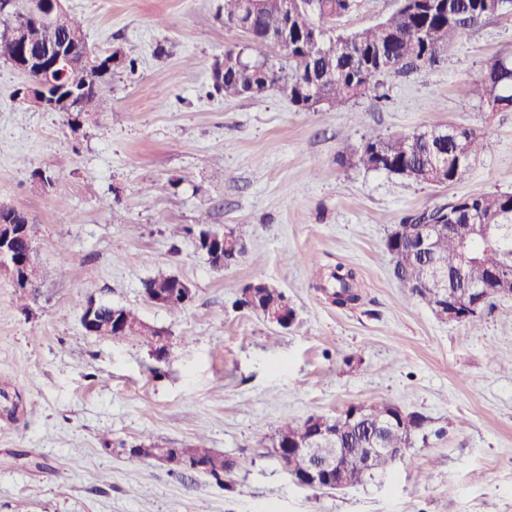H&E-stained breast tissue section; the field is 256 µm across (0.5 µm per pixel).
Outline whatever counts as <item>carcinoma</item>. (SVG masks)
<instances>
[{"mask_svg":"<svg viewBox=\"0 0 512 512\" xmlns=\"http://www.w3.org/2000/svg\"><path fill=\"white\" fill-rule=\"evenodd\" d=\"M245 0H224V25L233 27L244 12ZM354 0H267L268 10L256 20L254 35L262 42L256 45L265 66L264 72L277 82L288 85L291 102L301 97L304 84H312L319 90L336 98L342 105L377 92L378 77L391 73L418 71L432 67L442 60L450 45L466 31L463 20L469 13H478L490 18L501 13L512 4V0H450V10H438L433 0H402L400 7L384 21L351 35L325 34L321 42L310 48L289 49L284 45L265 38L267 29L286 13L293 19L298 31H309L329 22H334L350 12ZM21 31L20 39L32 44L41 43L46 32L34 24L24 25L12 15H0V60L8 61L14 54L17 40L10 33ZM391 44L394 55L383 63L368 62L367 51L380 44ZM505 63L492 64L490 71L482 78L463 88L467 95L479 97L490 105L504 99L512 100V54L503 56ZM254 65L246 62L236 75L215 83V92L226 97H247L248 89L256 74ZM107 108L103 93L90 88L81 101L80 110L99 112ZM446 126H432L415 130L410 134L388 135L374 132L364 139L359 147L358 162L370 170H384L398 175L406 173L408 178L418 182H433L446 185L462 176L456 145L449 140L427 139L438 135ZM472 207L488 222L496 224L512 214V194L479 193L472 200ZM467 213H461L451 231L436 236L433 256L438 265L445 269H465L472 260L479 258L489 267L501 264V256L494 250L484 251L476 256L464 252L459 241L469 234ZM306 264L313 276L319 278L317 287L329 293L332 303L338 307H351L361 300L359 284L353 269L339 264L328 273H321L318 263L309 258ZM426 267L416 260L393 262V276L404 282H415L423 278ZM131 336H144L155 345L158 354L167 353V339L153 326L143 321L134 311L125 309ZM390 408L386 403L370 406L368 417L346 423L336 429L332 447L342 449L341 466L352 475L371 468L368 478L382 475L392 465L385 454H376L371 464H366L368 448H411V435L388 426L386 415ZM307 438L302 423L284 421L272 444H296ZM157 453L178 452L185 459L203 465L200 472L217 483L224 482L233 464L208 448L189 446L173 449L159 443L151 444Z\"/></svg>","mask_w":512,"mask_h":512,"instance_id":"1","label":"carcinoma"}]
</instances>
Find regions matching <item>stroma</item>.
<instances>
[{
  "mask_svg": "<svg viewBox=\"0 0 512 512\" xmlns=\"http://www.w3.org/2000/svg\"><path fill=\"white\" fill-rule=\"evenodd\" d=\"M88 43L136 59L104 89L108 109L72 129L21 105L0 62V206L31 226L39 277L26 301L0 273V512H512V296L476 325L439 319L391 274L385 242L406 215L449 198L512 193V108L463 97L493 56L512 51V11L462 35L437 67L384 77L385 99L300 110L277 90L224 99L213 68L246 34L224 0H67ZM398 0H355L336 26L382 21ZM358 123H350V113ZM453 123L484 151L446 187L357 164L372 131ZM64 164L43 187L32 173ZM208 222L246 246L218 271L171 225ZM67 245L68 259L58 249ZM354 268L361 300L340 308L304 262ZM184 280L181 309L149 303L145 280ZM284 290L283 329L239 309L241 288ZM95 300L129 308L169 339L99 337ZM386 402L425 416L426 441L382 477L343 490L295 484L272 449L284 419ZM148 437L236 460L223 483L127 450Z\"/></svg>",
  "mask_w": 512,
  "mask_h": 512,
  "instance_id": "stroma-1",
  "label": "stroma"
}]
</instances>
